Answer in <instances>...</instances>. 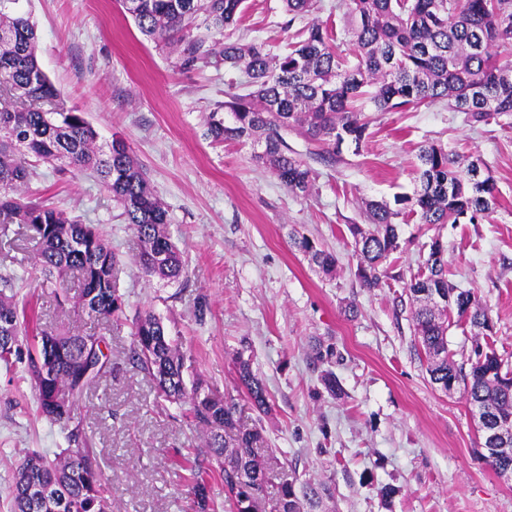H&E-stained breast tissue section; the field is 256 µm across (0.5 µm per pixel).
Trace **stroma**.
<instances>
[{"label": "stroma", "instance_id": "stroma-1", "mask_svg": "<svg viewBox=\"0 0 512 512\" xmlns=\"http://www.w3.org/2000/svg\"><path fill=\"white\" fill-rule=\"evenodd\" d=\"M23 8L36 28L39 63L66 107L83 114L100 142L125 140L188 260L177 282L143 276L132 262L139 243L101 184L43 165L24 188L27 200L99 225L124 263V320L78 307L77 276L62 297L40 287L21 225L0 236V274L22 278L41 327L105 339L112 371L76 407L112 479V512H187L180 453L202 445L183 406L158 398L127 359L131 319L143 310L178 332L189 373L236 403L241 424L260 429L283 474L326 486L324 512H512V480L486 461L473 410L459 391L446 394L429 381L406 290L431 238H440L450 280L485 307L489 341L512 369V115L469 123L441 103L371 113L360 151L343 147L341 162L319 166L310 195L297 196L256 163L257 145L207 136V117L224 99L223 69H181L179 48L147 39L119 0H24ZM285 19L282 0H245L226 35L282 53L292 39ZM427 141L482 158L497 184V208L478 224L401 225V248L380 284L363 287L348 227L364 223L363 199L412 193ZM296 235L335 254V276L311 265L293 246ZM319 343L334 347L331 362L316 361ZM241 356L268 387L265 415L238 386ZM326 370L341 396L326 391ZM36 399L22 368L0 365V512H11L16 461L30 449L66 445V429L39 417ZM385 486L396 490L391 499L380 493Z\"/></svg>", "mask_w": 512, "mask_h": 512}]
</instances>
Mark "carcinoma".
I'll use <instances>...</instances> for the list:
<instances>
[{
	"label": "carcinoma",
	"mask_w": 512,
	"mask_h": 512,
	"mask_svg": "<svg viewBox=\"0 0 512 512\" xmlns=\"http://www.w3.org/2000/svg\"><path fill=\"white\" fill-rule=\"evenodd\" d=\"M22 0H0V224H25L36 241L35 269L42 284L60 288L69 274L80 281L78 306L91 314L121 318L125 300L118 288L120 261L96 225L84 224L52 205L25 200L32 163H53L73 175L89 171L121 209L140 244L134 262L147 277L176 281L186 273L183 252L168 230L166 207L153 194L143 167L128 146L98 143L99 134L79 112L65 109L60 91L37 59L35 25ZM284 28L312 20L296 31L287 53L273 56L263 46L215 36L237 24L244 0H121L141 34L165 45L182 44L185 68L224 67V102L208 117L215 141L255 139L256 159L289 192L306 196L318 172L291 153L284 133L304 132L317 144L315 159L334 165L340 145L358 150L365 141L367 106L377 112L445 103L470 122L512 114V0H348L344 34L353 59L343 54L338 35L315 17L319 0H282ZM204 28L206 34L195 30ZM232 114L227 124L221 112ZM419 183L413 194L365 202L370 229L349 225L359 255L358 277L374 288L383 262L400 248L399 221L421 224H476L494 213L496 186L479 157L462 163L433 142L421 147ZM293 245L324 275L336 273V257L306 238ZM440 288L447 297L436 308L423 291ZM409 293L418 342L428 358L431 383L448 390L463 385L466 403L488 416L512 413V373L503 371L494 350L480 337L490 330L475 295L448 279V260L439 239L411 278ZM476 329L470 368L448 358L447 310ZM128 360L154 383L159 397L187 405L185 418L203 437V457L189 462L193 512H218L210 480L224 484L234 512H249L263 497L268 459L254 445L258 431L233 442L236 406L200 378H187L186 354L172 329L151 311L133 319ZM95 335L52 334L38 327L35 309L17 300L15 278L0 275V363L25 364L38 391V412L68 430V446L49 456L26 453L11 483L12 512H112V480L91 447L76 399L108 372V359ZM237 374L252 405L269 408L266 384L239 358ZM319 492L284 482L268 500L270 512H307Z\"/></svg>",
	"instance_id": "1"
}]
</instances>
